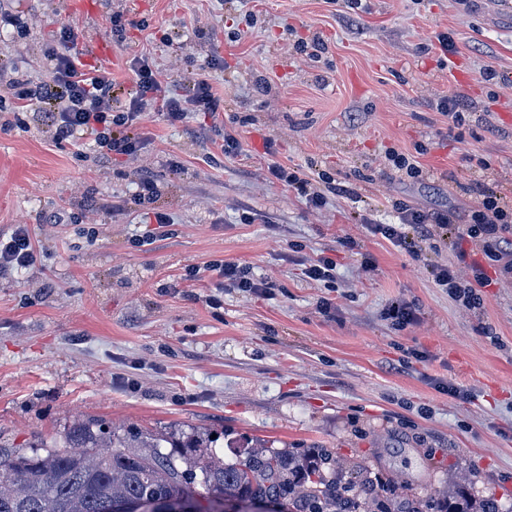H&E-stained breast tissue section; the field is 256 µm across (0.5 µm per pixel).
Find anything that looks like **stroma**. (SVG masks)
Masks as SVG:
<instances>
[{"instance_id": "35a3bbf8", "label": "stroma", "mask_w": 512, "mask_h": 512, "mask_svg": "<svg viewBox=\"0 0 512 512\" xmlns=\"http://www.w3.org/2000/svg\"><path fill=\"white\" fill-rule=\"evenodd\" d=\"M66 2L13 0L21 20L0 27V61L47 80L48 36L69 27L85 49L106 38L124 89L142 58L181 93L220 57L224 110L176 126L149 112L125 164L55 141L0 87L13 123L0 130V234L27 225L35 249L0 274V439L40 447L102 419L213 435L228 459L258 440L319 446L418 497L440 500L454 479L512 512V280L464 308L430 274L455 264L454 229L413 255L367 226L394 223L398 200L458 219L482 188L512 204V29L492 21L498 0H97L83 20ZM443 96L466 106L457 128L434 107ZM228 133L241 144L230 157ZM390 150L417 154L423 179L392 170ZM272 160L324 205L273 179ZM144 175L171 226L132 204ZM56 213L77 221L49 223ZM320 254L334 282L303 276ZM214 261L249 267L269 292L232 287ZM398 304L414 308L409 324L389 317Z\"/></svg>"}]
</instances>
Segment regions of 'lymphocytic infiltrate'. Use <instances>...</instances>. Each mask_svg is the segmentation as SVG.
I'll list each match as a JSON object with an SVG mask.
<instances>
[{
  "mask_svg": "<svg viewBox=\"0 0 512 512\" xmlns=\"http://www.w3.org/2000/svg\"><path fill=\"white\" fill-rule=\"evenodd\" d=\"M75 40L76 34L70 28L51 35L47 46V58L53 67L49 83L33 87L16 78L10 84L16 109L33 112L42 125L52 130L57 141H73L87 135L100 157L132 156L142 145L132 127L157 101H164V118L172 125L183 122L189 113L214 115L224 107L223 98L215 95L204 74L199 75L187 94L163 98V88L144 60L134 69L133 90L125 100H118L111 72L85 67L73 50ZM396 210L397 223L375 224L371 230L411 253L416 252L420 240L430 238V226L453 223L452 215L445 211H426L401 202ZM458 232L461 239L482 247L483 258L479 261L471 259L465 248L457 250L456 258L468 265L470 279L460 278L449 266L434 267L431 274L436 285L471 308L478 300V289L489 283L484 261L499 263L501 276L512 278V207L496 190L485 189L477 208L469 211ZM33 261L34 250L25 226L0 236V272L25 268Z\"/></svg>",
  "mask_w": 512,
  "mask_h": 512,
  "instance_id": "lymphocytic-infiltrate-1",
  "label": "lymphocytic infiltrate"
}]
</instances>
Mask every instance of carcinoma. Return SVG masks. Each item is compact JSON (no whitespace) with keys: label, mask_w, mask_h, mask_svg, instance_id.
Wrapping results in <instances>:
<instances>
[{"label":"carcinoma","mask_w":512,"mask_h":512,"mask_svg":"<svg viewBox=\"0 0 512 512\" xmlns=\"http://www.w3.org/2000/svg\"><path fill=\"white\" fill-rule=\"evenodd\" d=\"M167 444L194 449L184 463L199 469L204 492L161 451ZM404 486L383 487L365 468L345 475L326 448L256 446L229 463L202 436L177 441L133 426L120 433L98 420L77 423L44 454L0 445V512H109L132 499H192L194 512H212L220 500L278 502L288 512H429L431 501L399 495ZM444 503V512H500L492 496L477 501L452 490Z\"/></svg>","instance_id":"1"}]
</instances>
